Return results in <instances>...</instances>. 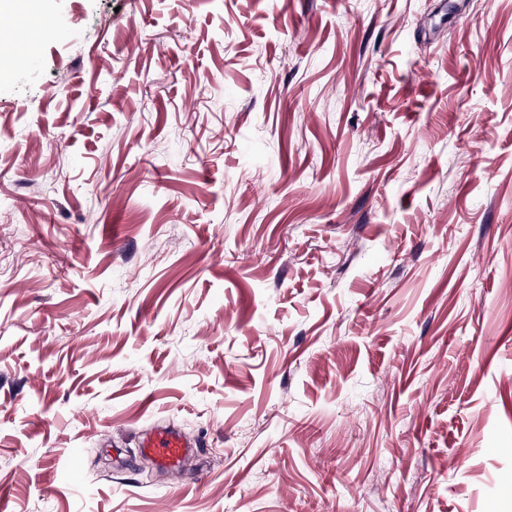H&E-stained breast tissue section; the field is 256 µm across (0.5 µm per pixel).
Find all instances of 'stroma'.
I'll list each match as a JSON object with an SVG mask.
<instances>
[{
  "mask_svg": "<svg viewBox=\"0 0 512 512\" xmlns=\"http://www.w3.org/2000/svg\"><path fill=\"white\" fill-rule=\"evenodd\" d=\"M453 1L13 18L10 512H512V0ZM139 448L158 468L175 470L184 464L196 443L174 426L155 425L143 435Z\"/></svg>",
  "mask_w": 512,
  "mask_h": 512,
  "instance_id": "obj_1",
  "label": "stroma"
}]
</instances>
